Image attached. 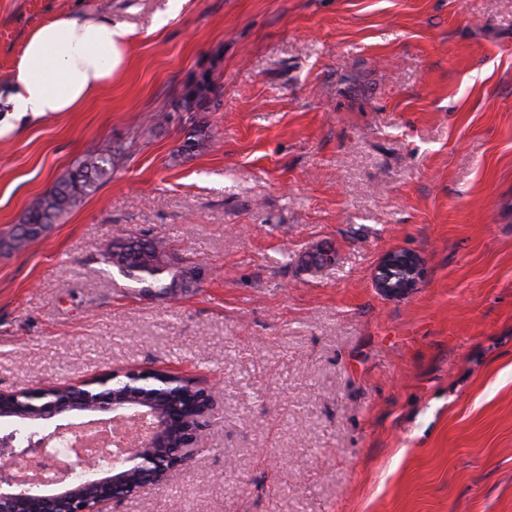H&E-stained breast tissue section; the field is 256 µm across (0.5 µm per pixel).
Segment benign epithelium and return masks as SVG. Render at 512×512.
<instances>
[{"label": "benign epithelium", "instance_id": "obj_1", "mask_svg": "<svg viewBox=\"0 0 512 512\" xmlns=\"http://www.w3.org/2000/svg\"><path fill=\"white\" fill-rule=\"evenodd\" d=\"M423 276V260L412 251L386 253L376 270L374 286L381 293L401 296L415 288ZM42 415L56 419L53 430L37 443L0 448V512H15L18 498L26 497V512H105L116 493L125 488L128 475L137 471L148 478L134 489L146 494L153 487L167 481L183 466V456L188 452L200 453L204 447L205 426L191 427L186 431L184 442L176 448L169 447L170 427L166 413L151 400L140 398L108 399L87 396L84 403L75 406L48 402ZM101 416L105 419L136 420L149 416L153 420L150 435L133 446L124 456L111 459V466L103 468L100 460L76 452L74 459L49 474L48 485L39 489L34 486L22 492L17 475L23 471L24 461L43 453L56 438L74 432L73 420L78 416ZM81 468L92 477L81 485L68 481L69 472Z\"/></svg>", "mask_w": 512, "mask_h": 512}]
</instances>
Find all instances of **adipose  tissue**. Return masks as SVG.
<instances>
[{
	"label": "adipose tissue",
	"instance_id": "1",
	"mask_svg": "<svg viewBox=\"0 0 512 512\" xmlns=\"http://www.w3.org/2000/svg\"><path fill=\"white\" fill-rule=\"evenodd\" d=\"M128 41V30L109 18L54 14L27 34L0 107L34 116L80 110L124 66Z\"/></svg>",
	"mask_w": 512,
	"mask_h": 512
}]
</instances>
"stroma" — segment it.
I'll list each match as a JSON object with an SVG mask.
<instances>
[{
    "mask_svg": "<svg viewBox=\"0 0 512 512\" xmlns=\"http://www.w3.org/2000/svg\"><path fill=\"white\" fill-rule=\"evenodd\" d=\"M77 9L130 30L125 66L81 111L0 112V239L128 153L0 249V393L157 368L208 391L205 452L110 512H512V0H0L1 92ZM195 121L210 146L180 155ZM119 227L200 285L135 288L100 259ZM401 249L425 277L387 297ZM123 154L124 150L112 146L110 141L87 154L76 169L58 177L47 190L31 201L21 222L15 224L8 236L0 240V245L19 249L27 241L40 237L85 197L110 181ZM423 260L412 251H390L386 253L376 270L374 286L381 293L401 296L416 288L423 276ZM393 280H400L399 285Z\"/></svg>",
    "mask_w": 512,
    "mask_h": 512,
    "instance_id": "obj_1",
    "label": "stroma"
}]
</instances>
